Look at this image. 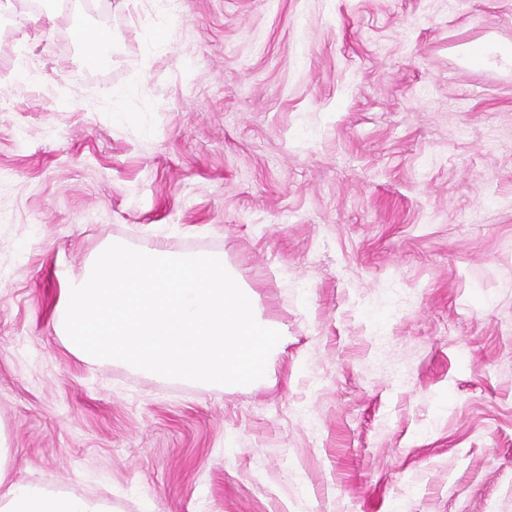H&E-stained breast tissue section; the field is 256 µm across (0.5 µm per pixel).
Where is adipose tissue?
Returning a JSON list of instances; mask_svg holds the SVG:
<instances>
[{
  "mask_svg": "<svg viewBox=\"0 0 512 512\" xmlns=\"http://www.w3.org/2000/svg\"><path fill=\"white\" fill-rule=\"evenodd\" d=\"M11 459L0 438V512H112L100 498L69 496L9 478Z\"/></svg>",
  "mask_w": 512,
  "mask_h": 512,
  "instance_id": "obj_1",
  "label": "adipose tissue"
}]
</instances>
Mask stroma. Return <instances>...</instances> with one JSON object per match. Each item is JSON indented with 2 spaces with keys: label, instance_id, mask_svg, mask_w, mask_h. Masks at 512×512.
Listing matches in <instances>:
<instances>
[{
  "label": "stroma",
  "instance_id": "35a3bbf8",
  "mask_svg": "<svg viewBox=\"0 0 512 512\" xmlns=\"http://www.w3.org/2000/svg\"><path fill=\"white\" fill-rule=\"evenodd\" d=\"M167 2L0 15L13 477L115 512H512V0ZM113 241L223 255L285 333L264 378L70 352L60 289Z\"/></svg>",
  "mask_w": 512,
  "mask_h": 512
}]
</instances>
